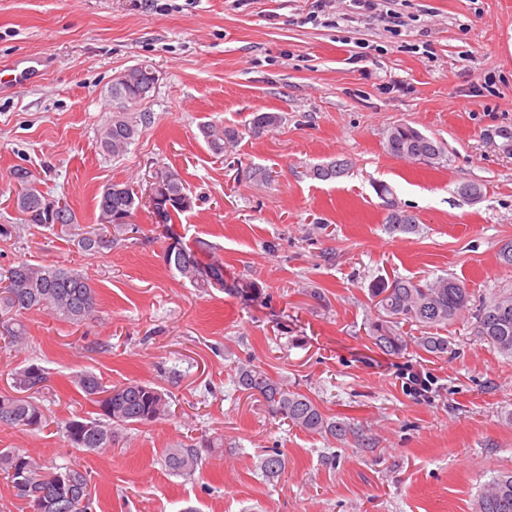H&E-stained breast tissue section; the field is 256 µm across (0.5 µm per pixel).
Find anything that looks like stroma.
<instances>
[{
	"instance_id": "obj_1",
	"label": "stroma",
	"mask_w": 512,
	"mask_h": 512,
	"mask_svg": "<svg viewBox=\"0 0 512 512\" xmlns=\"http://www.w3.org/2000/svg\"><path fill=\"white\" fill-rule=\"evenodd\" d=\"M313 0H0V266L56 265L88 277L97 315L75 325L50 310L22 314L26 344L0 348V391L35 364L48 377L37 395L43 428L0 426V448L47 465H79L97 495L92 512H474L485 482L512 470V358L473 334V311L512 293L498 260L512 241V0H387L383 10L334 13L307 22ZM152 67L158 83L143 109L152 119L119 158L99 133L112 117L109 88L125 69ZM260 112L280 127L243 136L214 154L198 126H243ZM405 123L441 142L431 167L384 149ZM334 159L348 175L328 182L306 169ZM68 202L80 227L95 226L107 184H145L177 170L193 207L170 224L148 209L137 233L85 252L57 229L20 224L10 202L16 166ZM267 168L271 181L249 178ZM392 187L419 218L390 234L374 186ZM464 182L481 185L473 202ZM224 266L226 289L201 291L165 260L170 238ZM464 282L468 310L445 329L437 357L399 355L369 336L377 315L369 289L394 276ZM251 281L252 301L229 292ZM260 363L369 445L324 438L272 419L236 389L237 362ZM439 385L414 399L401 373ZM83 371L105 384L129 380L167 393L172 416L120 431L89 454L65 440L64 420L95 416L73 384ZM190 476L164 466L167 449L201 436ZM279 449L285 473L267 480L262 450Z\"/></svg>"
}]
</instances>
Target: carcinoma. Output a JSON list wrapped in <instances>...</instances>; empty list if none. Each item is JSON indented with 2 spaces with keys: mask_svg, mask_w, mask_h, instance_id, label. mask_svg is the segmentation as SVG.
Wrapping results in <instances>:
<instances>
[{
  "mask_svg": "<svg viewBox=\"0 0 512 512\" xmlns=\"http://www.w3.org/2000/svg\"><path fill=\"white\" fill-rule=\"evenodd\" d=\"M153 69L145 66L125 76V80L112 81V101L116 111L104 127L100 136L102 150L114 157L125 154L141 134V128L151 123V114L143 112V91L153 83ZM282 117L276 112L256 114L247 127L252 136H259L280 126ZM199 132L209 149L216 154L230 153L241 139L236 126L205 122ZM385 149L388 154L434 164L443 156L439 143L407 124H397L386 134ZM347 173V164L335 160L328 164H316L309 168V176L320 181L340 178ZM17 192V209L25 224L57 227L70 233L77 225L74 212L61 198L54 199L58 213L51 221L43 213L40 202L51 199L38 186L36 176L25 167L13 171ZM151 190L170 204L163 222L172 223L173 217L187 211L182 201L187 197L186 187L180 174L169 168H158L149 182ZM138 192L126 183L106 185L97 200L98 209L95 231L80 235L77 245L84 251L98 252L112 248L116 235L135 230L132 224L134 213L139 209ZM168 265L197 288H208L214 284L224 285L222 267H202L196 254L181 247L166 255ZM371 296L380 311V318L371 323L370 332L374 344L388 355H398L408 347L402 324L421 328L447 326L454 322L467 308L469 293L464 283L454 277L440 276L432 281H413L397 277L379 280L371 287ZM48 308L56 317L72 324L91 319L96 311V292L89 279L73 270L60 266L36 265L19 261L5 269L0 268V335L12 346L24 342L25 328L17 316L28 311ZM474 335L500 354L512 357V294L496 296L475 310ZM414 343L422 350L437 355L448 353V338L445 336H418ZM234 382L238 390L259 398L268 414L302 431L345 438L351 430L350 424L325 414L308 395L288 388L281 380L273 378L261 366L251 361L240 362L235 368ZM47 376L43 369L31 365L14 375V388L23 392L19 396L0 393V416L9 417L6 425L20 431L34 430L46 420L41 405L32 395L46 388ZM76 384L85 397L99 405L98 418H69L64 421L66 441L74 448H84L90 453H101L112 448L116 433L129 426L155 423L171 414L165 394L155 387L135 380L108 387L99 377L89 371L77 376ZM110 390L114 392L108 407L100 405L96 394ZM212 438H203L196 443L179 448H169L165 454V466L175 475L194 473L201 462L199 449L217 448ZM259 468L264 476L273 480L286 469V459L272 448L260 458ZM24 471L31 482L32 490L20 488L19 471ZM79 484L67 512H88L92 505V487L87 472L70 467ZM53 470L36 457L14 448H0V475L6 480L14 495L28 504L31 512H41L35 491H44L51 486ZM475 512H512V472L492 477L478 494Z\"/></svg>",
  "mask_w": 512,
  "mask_h": 512,
  "instance_id": "obj_1",
  "label": "carcinoma"
}]
</instances>
